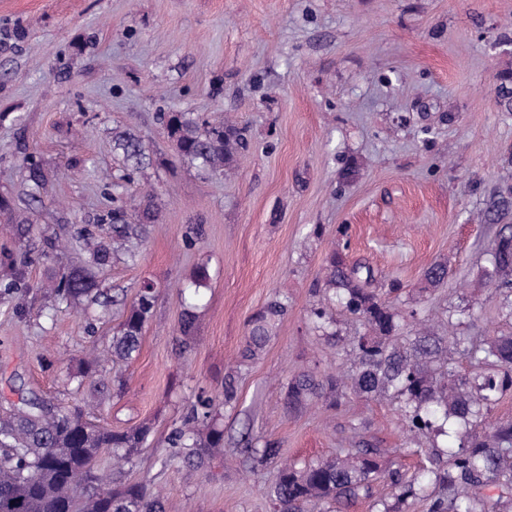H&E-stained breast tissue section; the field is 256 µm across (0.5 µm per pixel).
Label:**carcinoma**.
Returning a JSON list of instances; mask_svg holds the SVG:
<instances>
[{
    "label": "carcinoma",
    "instance_id": "carcinoma-1",
    "mask_svg": "<svg viewBox=\"0 0 512 512\" xmlns=\"http://www.w3.org/2000/svg\"><path fill=\"white\" fill-rule=\"evenodd\" d=\"M499 104L512 111V72L499 76ZM177 156L205 172L221 176L235 156L246 148V139L231 122L210 123L188 112L161 114ZM113 152L124 165L137 170L150 157L142 140L130 130L112 135ZM22 164L29 191L24 206L0 197V215L15 225L16 235L28 236L37 223L39 196L44 182L42 164L25 154ZM159 221L152 196L144 195L137 210L117 204L98 219V229H77L85 257L50 285L48 297L69 305L85 302L123 307L122 320L112 336V363H130L138 354L145 325L150 320L156 290L150 281L140 286L135 299L125 304L101 288L103 270L117 260L137 261L138 246L148 226ZM484 270L494 296L502 298L497 316L512 318V229L499 231ZM0 294L27 287L24 262L3 253ZM325 291L328 300L340 304L361 321L365 332L343 343L349 361L346 375L303 373L288 382V405L296 407L335 393L341 383L361 397L389 400L412 444L406 452L423 459L421 477H406L401 463L381 468L378 448H341L330 457L302 467L283 466L265 493L273 512H342L359 498L372 500V512H404L410 498H423L426 512H512V419L490 420L500 397L512 389V335L498 330L471 336L477 315L462 318L448 311V335L422 327L413 336L403 335L407 319H417L415 309L401 307L400 283L391 280L382 293L373 287V270L350 264L344 254L332 252L326 260ZM448 280V265L437 262L424 272L422 290ZM288 314V302L275 298L252 316L242 357L256 358L272 337L277 321ZM195 315L184 312L180 322L181 347L193 339ZM312 329L328 339L331 324L324 306L310 310ZM472 371L459 370L458 359ZM98 361L80 362L79 383L95 379ZM237 399L236 379L224 378L220 394L201 390L181 425L169 438L168 460L201 463L224 453V430L217 420L223 407ZM429 434L453 438L447 448L425 447ZM150 435L142 425L112 430L85 419L77 407H55L31 396L0 406V512H170L166 502L148 493L139 482L116 488L100 483L99 456L110 451L126 464H135L139 448ZM281 448L267 442L255 451L254 463L275 462ZM486 487L499 489L496 497L483 494Z\"/></svg>",
    "mask_w": 512,
    "mask_h": 512
}]
</instances>
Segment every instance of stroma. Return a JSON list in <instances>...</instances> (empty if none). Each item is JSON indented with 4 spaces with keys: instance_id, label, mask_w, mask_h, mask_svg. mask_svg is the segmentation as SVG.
I'll return each mask as SVG.
<instances>
[{
    "instance_id": "stroma-1",
    "label": "stroma",
    "mask_w": 512,
    "mask_h": 512,
    "mask_svg": "<svg viewBox=\"0 0 512 512\" xmlns=\"http://www.w3.org/2000/svg\"><path fill=\"white\" fill-rule=\"evenodd\" d=\"M510 70L512 0H0V195L25 197L21 152L46 173L29 238L0 223V248L27 255L31 285L0 295V400L32 392L72 404L87 395L72 377L80 359L104 353L100 372L124 391L91 401L87 418L150 424L127 477L184 512H273L265 489L279 465L361 439L405 447L390 403L349 393L291 409L285 390L300 372L344 367L342 348L308 320L333 250L397 279L438 334L452 308L494 317L482 271L512 227V111L495 96ZM172 110L229 119L249 147L226 175H208L177 159L159 120ZM117 127L150 154L131 176L112 152ZM146 194L162 219L139 261L111 264L103 286L130 301L149 280L157 300L136 359L116 365L106 352L119 307L89 326L38 286L81 259L75 227ZM191 224L202 235L189 248ZM47 236L61 246L46 257ZM436 262L448 283L429 300L418 288ZM276 296L287 316L242 361L250 318ZM190 305L194 340L182 352ZM230 373L238 396L219 418L223 460L165 464L198 389L220 391ZM245 431L256 446L277 443L278 463L251 467L237 445Z\"/></svg>"
}]
</instances>
